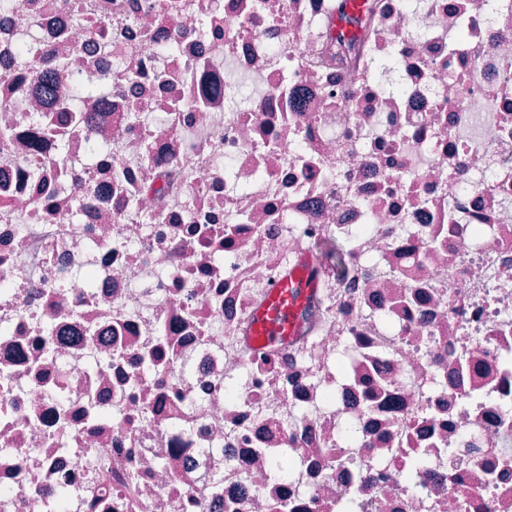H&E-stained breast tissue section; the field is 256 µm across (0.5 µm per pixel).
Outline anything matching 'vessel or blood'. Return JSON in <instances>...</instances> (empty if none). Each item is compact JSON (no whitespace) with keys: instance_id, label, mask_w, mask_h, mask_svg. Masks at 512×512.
<instances>
[{"instance_id":"obj_1","label":"vessel or blood","mask_w":512,"mask_h":512,"mask_svg":"<svg viewBox=\"0 0 512 512\" xmlns=\"http://www.w3.org/2000/svg\"><path fill=\"white\" fill-rule=\"evenodd\" d=\"M312 253H304L293 270L267 291L265 303L255 312L253 335L263 347H272L296 335L307 299L316 286L311 272Z\"/></svg>"}]
</instances>
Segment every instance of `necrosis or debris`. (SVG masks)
I'll use <instances>...</instances> for the list:
<instances>
[{
  "label": "necrosis or debris",
  "mask_w": 512,
  "mask_h": 512,
  "mask_svg": "<svg viewBox=\"0 0 512 512\" xmlns=\"http://www.w3.org/2000/svg\"><path fill=\"white\" fill-rule=\"evenodd\" d=\"M340 8H0V512H512V0ZM94 95L101 100L105 99L104 90L96 85L91 78L79 81L73 85L68 98L63 101V107L69 112H73L75 119L79 120L80 114L84 112L86 101ZM324 246L317 263H328L336 268V273H343L346 264L342 243L328 241ZM309 250L314 257L319 255L315 246ZM311 252H305L293 270L268 289L265 303L254 313L253 335L260 346L274 347L296 335L307 299L317 285L316 278L311 276L317 265Z\"/></svg>",
  "instance_id": "necrosis-or-debris-1"
}]
</instances>
